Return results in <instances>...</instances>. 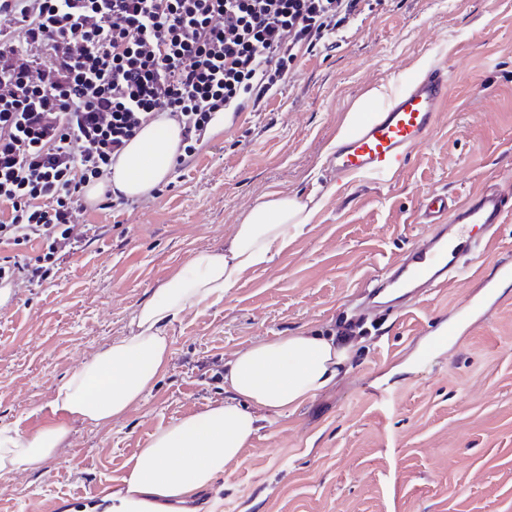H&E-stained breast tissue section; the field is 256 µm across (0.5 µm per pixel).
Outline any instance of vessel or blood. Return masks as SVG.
<instances>
[{
  "instance_id": "1",
  "label": "vessel or blood",
  "mask_w": 512,
  "mask_h": 512,
  "mask_svg": "<svg viewBox=\"0 0 512 512\" xmlns=\"http://www.w3.org/2000/svg\"><path fill=\"white\" fill-rule=\"evenodd\" d=\"M451 78L438 65L410 79L385 107L370 112L362 129L348 137L336 150L330 165L337 179L371 175L379 179L399 171L412 149L434 130L439 112L448 100ZM419 216L432 231L423 244L396 258L386 277H370L363 284V317L374 320L402 311L435 288L464 276L466 255L486 251L490 228L512 212V198L488 187L456 200L431 193L418 206ZM512 280V260L501 262L497 280L486 281L485 295L475 300L474 309L498 302L499 282Z\"/></svg>"
}]
</instances>
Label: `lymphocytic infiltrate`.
I'll return each instance as SVG.
<instances>
[{"mask_svg": "<svg viewBox=\"0 0 512 512\" xmlns=\"http://www.w3.org/2000/svg\"><path fill=\"white\" fill-rule=\"evenodd\" d=\"M366 0H0V284L40 286L134 206L112 168L147 125L179 127L189 166L219 118L260 106L299 54L335 49ZM37 253H28L33 243Z\"/></svg>", "mask_w": 512, "mask_h": 512, "instance_id": "obj_1", "label": "lymphocytic infiltrate"}]
</instances>
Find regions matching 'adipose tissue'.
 <instances>
[{"label":"adipose tissue","instance_id":"ef3b65f1","mask_svg":"<svg viewBox=\"0 0 512 512\" xmlns=\"http://www.w3.org/2000/svg\"><path fill=\"white\" fill-rule=\"evenodd\" d=\"M179 143L174 122L145 127L127 146L112 179L127 196L147 193L170 173ZM313 200L259 196L223 247L195 252L186 266L135 309L130 332L117 336L59 385L51 406L83 423L105 425L152 390L171 349L169 325L187 310L223 300L247 270L271 263L309 223ZM348 348L319 333L255 341L224 363V401L159 427L140 449L109 512H162L209 487L258 432L334 382ZM67 424L26 437L0 427V475L55 458Z\"/></svg>","mask_w":512,"mask_h":512}]
</instances>
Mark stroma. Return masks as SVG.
Segmentation results:
<instances>
[{"instance_id":"obj_1","label":"stroma","mask_w":512,"mask_h":512,"mask_svg":"<svg viewBox=\"0 0 512 512\" xmlns=\"http://www.w3.org/2000/svg\"><path fill=\"white\" fill-rule=\"evenodd\" d=\"M453 88L437 126L386 180L336 181L330 145L355 102L401 89L422 66ZM147 207L89 209L106 232L50 283L0 290V426L31 435L64 421L56 386L201 248L223 246L256 198L315 192L304 232L246 271L224 300L168 330L171 358L143 400L106 425L72 423L58 456L0 476V512H75L90 487L111 495L159 426L222 402L217 369L245 345L335 333L360 283L420 243L417 204L512 185V0H368L333 51L299 55L280 94L236 124L217 123L195 162L171 171ZM512 257V213L465 279L356 337L330 387L263 422L184 512H512V285L421 364L433 324L481 293Z\"/></svg>"}]
</instances>
